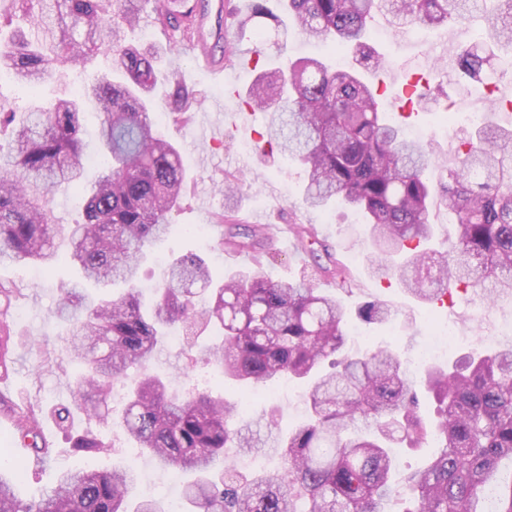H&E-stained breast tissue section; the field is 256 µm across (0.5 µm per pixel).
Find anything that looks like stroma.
<instances>
[{
    "label": "stroma",
    "mask_w": 512,
    "mask_h": 512,
    "mask_svg": "<svg viewBox=\"0 0 512 512\" xmlns=\"http://www.w3.org/2000/svg\"><path fill=\"white\" fill-rule=\"evenodd\" d=\"M471 37V30L454 25L432 30L403 28L394 24L389 15L379 12L369 23L367 41L389 63L387 73L379 77L386 102L395 101L404 84L421 68H430L433 80L427 110L406 119L404 125L426 130L428 149L450 168L458 162L461 144L473 131L463 118L465 112L476 108L486 119L502 125L512 123V110L505 106L506 100H512V69L501 75L498 97L494 100L485 98L482 84L447 76L448 69L455 66L453 48L468 43ZM127 40L140 48L164 49L159 62L162 76L152 94V117L157 130L180 151L186 171V194L171 216L167 237L150 247L142 264V282H160L168 262L187 253L205 259L217 276L250 267L249 259L234 261L222 253L217 246L222 230L214 224L216 215L231 204L221 190L224 181L242 178L251 188L231 205L247 223L264 225L267 242L263 263L273 280L287 283L298 280L302 274L313 273L315 263L310 258H299L290 227L314 224L323 230L354 273L355 286L352 293L344 295V303L355 309L379 299L396 310L395 319L387 324L352 320V328L361 331L363 337L349 339L350 350L389 345L397 348L407 361L416 356L423 336L437 323L453 325L460 337L453 348L439 356L442 364L470 350L472 337L482 334L490 324L504 328L499 343L512 344V297L488 309L470 291L459 288L452 293V305L440 307L419 302L400 288L397 280L380 279L370 273L366 260L370 247L368 231L356 213L337 206L323 211L303 207L302 169L279 153L261 150L264 115H243L240 102L225 99L227 89H240L251 82L253 70L228 64L224 67L223 82H212L197 68L185 45L165 48L159 22L147 15L138 26L128 30ZM108 69V57L102 52L92 56L83 68L55 71L36 92L14 80H0V110L21 112L35 101L51 106L59 96L79 93L88 80ZM178 83L194 92L184 123L175 122L171 107ZM220 101L225 102L226 108L223 135L216 140L204 129L203 119L212 105ZM76 276V269L64 258L51 273L40 276L22 264L0 265V283L16 291L12 309L5 318L13 338V373L7 383L0 385V463L8 467L16 460L25 461V477L15 485L17 497L24 501L54 487L62 472L111 466L135 469L144 491L166 498L168 472L133 453L131 440L122 432L95 427L105 450L77 451L70 437L90 426L86 413L75 411L67 430L59 428L50 413L56 404L70 400L71 385L78 372L68 359L65 325L56 315L61 288ZM212 336L208 329L197 332L188 341L176 338L160 354L155 368L169 376L174 392L217 385L214 368L198 360L200 349L209 344ZM222 387L226 399L245 401L246 416L250 419L259 418L274 407L279 411L281 426L286 427L300 419L305 410L304 388L295 382L282 380L248 390L228 381ZM30 403L42 408L38 418L51 446L49 456L42 461L30 452L18 455L21 442L15 435L13 421L7 418L14 406Z\"/></svg>",
    "instance_id": "stroma-1"
}]
</instances>
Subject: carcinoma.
<instances>
[{"label": "carcinoma", "instance_id": "cac0c4a2", "mask_svg": "<svg viewBox=\"0 0 512 512\" xmlns=\"http://www.w3.org/2000/svg\"><path fill=\"white\" fill-rule=\"evenodd\" d=\"M12 2L31 29L0 45V74L35 90L56 66L83 65L101 48L112 50L111 74L93 78L83 91L102 114L101 174L91 187L81 185L80 99L32 105L20 119L0 112V124L10 128L8 147L0 144V265L52 269L58 259L52 196L63 185L83 194L68 254L80 280L62 289L57 306L80 371L70 403L54 408L58 424L69 426L74 411L83 410L124 432L157 464L192 474L183 488L186 512H389L393 502L396 512H480L500 461L512 459V345L474 348L447 366H428L423 386L435 407L427 422L395 351L342 355L350 319L383 324L390 306L372 301L353 315L311 279L272 281L257 251L260 230L240 225L231 206L217 223L237 231L220 245L252 255L253 267L224 279L200 256H181L145 305L138 278L144 248L167 233L185 172L149 107L159 52L125 43L124 33L152 13L166 43L176 45L192 38V16L175 14L165 0ZM382 7L412 27L477 25L455 53L460 73L477 82L495 71L499 51L512 47V0H285L289 26L264 0H250L228 28H249L260 44L271 28L281 44L278 65L254 77L246 104L268 114L266 143L302 166L306 207L336 204L362 216L374 276L396 279L426 303L462 285L491 305L512 295V129L493 123L476 129L477 143L467 144L454 168L403 137L364 74L384 65L381 56L365 53L367 23ZM293 34L333 52L353 50L356 66L285 57ZM436 198L454 229L455 244L446 251L431 247L429 206ZM290 228L306 254L326 258L321 275L352 292L348 268L316 228ZM116 284L125 292L111 299L86 291ZM198 323L215 331L203 359L225 377L253 387L287 375L307 385L308 415L288 433L279 431L277 410L266 415L262 445L274 449L280 465L254 479L226 464L230 449L250 451L258 442L244 406L209 389L180 398L149 371L175 330ZM131 370L138 375L123 385L122 413L100 412ZM15 427L36 456H48L35 406L17 412ZM431 440L438 448L432 460L394 483L393 445L421 448ZM72 448L97 452L105 444L88 431ZM135 481L119 468L67 473L51 491L23 502L13 481L0 476V512H165L148 498L129 509Z\"/></svg>", "mask_w": 512, "mask_h": 512}]
</instances>
